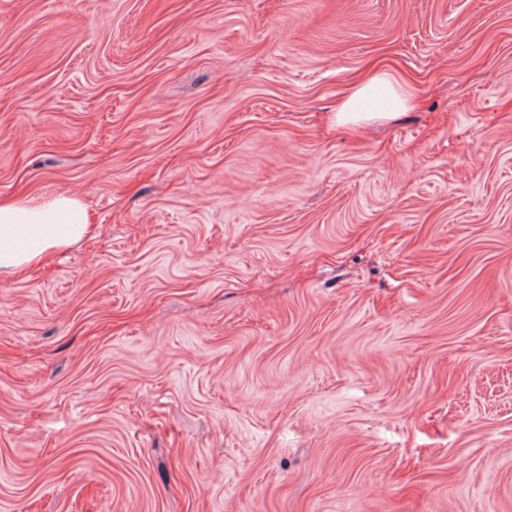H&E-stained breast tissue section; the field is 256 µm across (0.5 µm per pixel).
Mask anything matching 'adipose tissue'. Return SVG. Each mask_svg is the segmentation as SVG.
I'll list each match as a JSON object with an SVG mask.
<instances>
[{"label":"adipose tissue","mask_w":512,"mask_h":512,"mask_svg":"<svg viewBox=\"0 0 512 512\" xmlns=\"http://www.w3.org/2000/svg\"><path fill=\"white\" fill-rule=\"evenodd\" d=\"M383 98L381 109L369 101ZM414 100L409 87L388 71L372 73L347 94L336 114L340 124L360 125L394 117ZM92 230L86 207L69 195L50 199L0 198V274L14 275L40 265L46 257L66 249Z\"/></svg>","instance_id":"adipose-tissue-1"}]
</instances>
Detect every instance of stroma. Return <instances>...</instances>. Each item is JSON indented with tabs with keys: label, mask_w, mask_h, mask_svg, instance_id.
<instances>
[{
	"label": "stroma",
	"mask_w": 512,
	"mask_h": 512,
	"mask_svg": "<svg viewBox=\"0 0 512 512\" xmlns=\"http://www.w3.org/2000/svg\"><path fill=\"white\" fill-rule=\"evenodd\" d=\"M60 194L0 512H512V0H0V197ZM381 95L384 97L381 109L371 111L365 106L367 102ZM413 100V92L399 77L388 71H375L350 90L341 110L336 114V122L360 125L390 119L407 110Z\"/></svg>",
	"instance_id": "1"
}]
</instances>
